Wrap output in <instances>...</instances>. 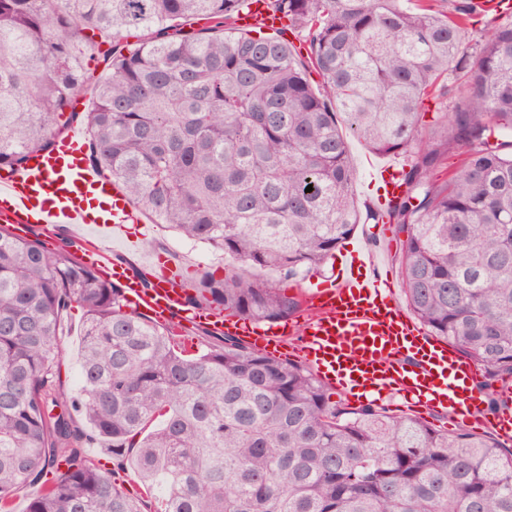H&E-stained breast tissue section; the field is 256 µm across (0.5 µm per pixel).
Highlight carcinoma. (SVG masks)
<instances>
[{
  "label": "carcinoma",
  "mask_w": 512,
  "mask_h": 512,
  "mask_svg": "<svg viewBox=\"0 0 512 512\" xmlns=\"http://www.w3.org/2000/svg\"><path fill=\"white\" fill-rule=\"evenodd\" d=\"M247 6L0 0V170L85 124L89 161L133 205L228 259L187 303L256 323L300 308L270 275L319 270L363 218L397 224L413 315L485 377H511L512 5L490 7L470 54L475 0H267L302 35L320 91L284 40L235 25ZM131 29L146 37L112 52L75 111L86 31ZM431 100L452 111L426 121ZM346 129L404 158L383 212L357 204ZM75 304L82 389L69 401L50 379ZM178 329L126 309L70 245L0 224V509L63 462L26 512H144L157 490L155 512H512V450L494 438L333 402L306 367L234 336L190 354ZM74 411L132 463L145 498L79 455Z\"/></svg>",
  "instance_id": "carcinoma-1"
}]
</instances>
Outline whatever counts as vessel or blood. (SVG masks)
Returning a JSON list of instances; mask_svg holds the SVG:
<instances>
[{"mask_svg": "<svg viewBox=\"0 0 512 512\" xmlns=\"http://www.w3.org/2000/svg\"><path fill=\"white\" fill-rule=\"evenodd\" d=\"M264 22L279 31L283 20L251 0L240 25ZM372 182L383 183L387 198L402 191L395 164L376 168ZM142 215L86 158L81 128L75 127L49 151L30 155L22 169L0 174V223L69 225L119 236ZM344 276L326 281L306 300L299 330L291 326H244L223 312L190 307L179 268L165 258L148 270L112 264L108 275L123 288L133 310L158 322L185 321L215 333H234L277 353L288 335L300 336L299 352L324 380L349 398L398 399L418 411L439 409L451 423L494 430L502 446L512 445V405L486 412L477 367L447 342L429 336L403 312L393 283L360 275L358 253L343 255Z\"/></svg>", "mask_w": 512, "mask_h": 512, "instance_id": "b4317fda", "label": "vessel or blood"}]
</instances>
